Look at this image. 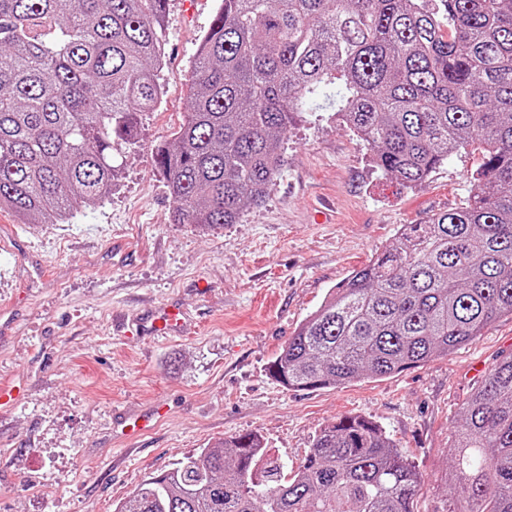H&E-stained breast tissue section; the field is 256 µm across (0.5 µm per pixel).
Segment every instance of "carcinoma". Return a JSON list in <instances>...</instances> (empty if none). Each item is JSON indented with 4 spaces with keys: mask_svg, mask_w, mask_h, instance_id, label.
<instances>
[{
    "mask_svg": "<svg viewBox=\"0 0 512 512\" xmlns=\"http://www.w3.org/2000/svg\"><path fill=\"white\" fill-rule=\"evenodd\" d=\"M168 0H0V208L64 224L112 191V151L163 97ZM190 112L155 148L175 224H236L306 104L373 166L422 183L478 144L456 209L404 225L308 315L267 372L339 387L446 355L512 315V0H219ZM442 512H512V354L461 408ZM422 481L363 416L322 427L287 474L257 433L140 483L113 512H415Z\"/></svg>",
    "mask_w": 512,
    "mask_h": 512,
    "instance_id": "carcinoma-1",
    "label": "carcinoma"
}]
</instances>
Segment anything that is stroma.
<instances>
[{
	"mask_svg": "<svg viewBox=\"0 0 512 512\" xmlns=\"http://www.w3.org/2000/svg\"><path fill=\"white\" fill-rule=\"evenodd\" d=\"M218 0L193 15L171 0L166 94L116 157L112 194L68 224L0 211V382L23 397L0 411V512H112L145 479L229 436L255 432L298 466L327 422L361 415L418 467L416 512H440L463 403L512 354V317L467 345L390 377L287 388L266 372L331 288L394 239L467 197L480 151L456 153L408 187L374 170L367 147L328 113H299L264 203L236 224L172 223L155 162L188 110L192 61ZM39 255L48 267L34 264ZM178 304L182 336L140 341L126 320ZM165 407L134 450L112 416Z\"/></svg>",
	"mask_w": 512,
	"mask_h": 512,
	"instance_id": "obj_1",
	"label": "stroma"
}]
</instances>
